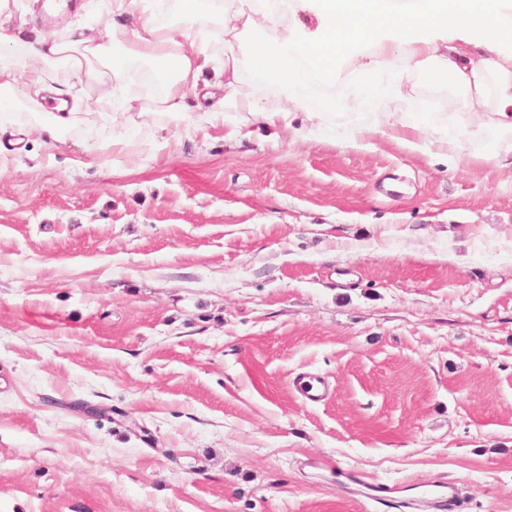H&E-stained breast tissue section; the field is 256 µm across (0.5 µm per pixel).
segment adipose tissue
Here are the masks:
<instances>
[{
    "instance_id": "obj_1",
    "label": "adipose tissue",
    "mask_w": 512,
    "mask_h": 512,
    "mask_svg": "<svg viewBox=\"0 0 512 512\" xmlns=\"http://www.w3.org/2000/svg\"><path fill=\"white\" fill-rule=\"evenodd\" d=\"M13 0H0V92H15L17 75L29 62L44 63L58 91H73L84 72L116 80L117 116L128 118L142 100L139 83L124 82L130 67L144 63L160 79L161 110L178 114L186 91L201 93L207 111L223 107L241 73L258 90L247 101L253 120L285 126L298 140L311 133L309 101L317 87L351 81L350 105L373 102L378 111L368 136L400 139L455 168L465 143L486 129L503 145L490 163L512 167V0H250L228 8L226 0H177L186 19L208 17L217 26L226 54L215 65L207 50H180L166 5L139 26L122 22L128 0H110V21L102 29L71 27L62 38L28 40L22 26H8ZM428 86L448 85L461 96L455 137L440 127H416L401 137L385 100L404 96L408 74Z\"/></svg>"
}]
</instances>
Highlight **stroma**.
<instances>
[{"label": "stroma", "mask_w": 512, "mask_h": 512, "mask_svg": "<svg viewBox=\"0 0 512 512\" xmlns=\"http://www.w3.org/2000/svg\"><path fill=\"white\" fill-rule=\"evenodd\" d=\"M28 35L102 26L104 0ZM113 119L83 74L70 121L0 125V512H358L323 457L388 484L453 480L512 512V167L494 131L447 170L323 108L310 137ZM460 107L416 84L388 111ZM124 144L113 147L114 136ZM305 372L334 388L312 403Z\"/></svg>", "instance_id": "35a3bbf8"}]
</instances>
